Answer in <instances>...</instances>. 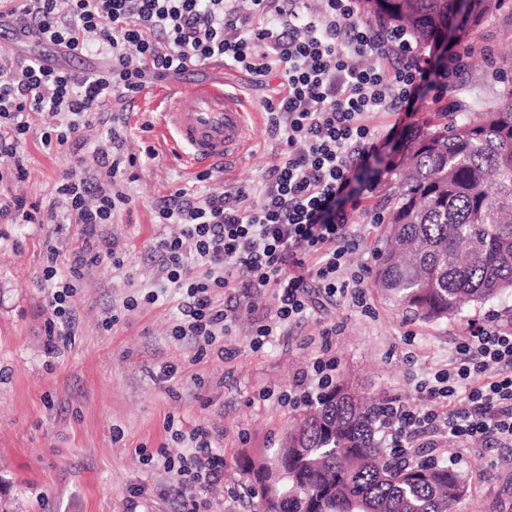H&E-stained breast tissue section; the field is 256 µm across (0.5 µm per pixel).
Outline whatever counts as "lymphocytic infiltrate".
Returning a JSON list of instances; mask_svg holds the SVG:
<instances>
[{"label":"lymphocytic infiltrate","mask_w":512,"mask_h":512,"mask_svg":"<svg viewBox=\"0 0 512 512\" xmlns=\"http://www.w3.org/2000/svg\"><path fill=\"white\" fill-rule=\"evenodd\" d=\"M29 0L0 10L16 25L64 54L82 56L97 42L110 67L77 75L40 60L15 63L0 54V157L10 158L15 178L27 173L22 144L29 116L58 120L44 132L47 150L80 153L96 117L108 115L106 137L96 144V175L66 174L48 204L16 198L0 202V218L14 224H60L74 218L85 235L72 252L67 275H59L60 251L46 249L43 279L50 284L52 318L47 350L67 348L75 325V280L87 264L112 256L101 225L129 211L121 184L137 157L127 150L131 131L108 114L113 101L133 103L152 81L223 61L263 83L276 76L274 99L266 100L269 124L280 138L273 163L256 189L213 186L212 172L196 176V190L176 189L157 207L161 223L177 224L180 236L156 242L167 280L181 295L173 333L198 349L231 335L228 292L257 302L266 290L277 298L275 321L255 320L251 333L264 338L304 317L313 296L363 301L367 269L350 270L347 257L358 239L354 216L375 187L356 173L380 153L373 112H406L420 90L444 92L465 70L470 49L446 65H423L406 31L364 20L358 0ZM280 18L268 24L269 15ZM379 52L380 65L359 62ZM260 205H252V193ZM458 358L433 383L417 387L418 405L395 403L384 435L413 447L425 436L461 445L479 439L512 447V374L485 380L489 366L512 367V327L488 324L458 343ZM190 455L165 471L178 475L180 490L206 489L224 474V457L212 449V433L198 425L184 434Z\"/></svg>","instance_id":"lymphocytic-infiltrate-1"}]
</instances>
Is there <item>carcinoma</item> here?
Returning a JSON list of instances; mask_svg holds the SVG:
<instances>
[{
    "label": "carcinoma",
    "instance_id": "cac0c4a2",
    "mask_svg": "<svg viewBox=\"0 0 512 512\" xmlns=\"http://www.w3.org/2000/svg\"><path fill=\"white\" fill-rule=\"evenodd\" d=\"M512 0H360L368 16L408 31L439 55ZM391 195L378 284L424 320L466 302L512 294V78L498 97L474 98L411 139ZM387 404L350 394L338 377L321 387L270 461L240 463L262 512H455L469 489L456 465L390 448Z\"/></svg>",
    "mask_w": 512,
    "mask_h": 512
}]
</instances>
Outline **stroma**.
<instances>
[{
    "label": "stroma",
    "instance_id": "obj_1",
    "mask_svg": "<svg viewBox=\"0 0 512 512\" xmlns=\"http://www.w3.org/2000/svg\"><path fill=\"white\" fill-rule=\"evenodd\" d=\"M471 46L469 64L443 99L444 106L480 95L495 99L501 84L497 65L512 60V15H490L462 40ZM221 81L239 88L255 111H262L270 88L252 85L241 71L212 63L154 81L137 108L116 102L135 132L129 152L139 161L129 169L124 188L135 200L130 212L102 233L113 240L121 267L104 261L84 269L76 281V325L71 345L59 356L46 352L48 288L42 280L46 243L67 251L77 246L76 224L0 222V512H255L239 461L244 455H272L284 440L297 405L283 394L301 385L314 391L319 377L315 358L332 364V375H350L361 391L385 400H413L418 381L451 367L455 346L468 324L512 322L503 304H471L456 317L425 321L397 305L367 278L365 304H317L297 324L278 329L263 346L251 343L255 319L275 315L273 294L258 307L239 306L233 333L223 344L232 354L218 358L206 349L190 364L189 340L174 336L179 293L169 288L156 241L179 234L176 224L160 223L155 208L173 191L191 187L155 132L141 131L152 121L151 103L166 100L188 79ZM55 118L35 117L26 136L28 175L8 177L10 159L0 157V198L46 201L56 182L77 164L92 166V150L81 156L50 152L41 143ZM158 156L144 158L145 147ZM278 138L259 119L243 161L225 171L228 187H254L275 158ZM395 179L384 176L363 200L357 220L366 240L349 255L352 265L377 269L388 213L386 193ZM156 302H147V295ZM200 424L217 438L224 475L203 493L175 495V473L154 462L158 451L172 458L190 444L175 439L173 427ZM433 456L458 461L469 477V494L459 512H512V447H489L480 458L464 455L448 441Z\"/></svg>",
    "mask_w": 512,
    "mask_h": 512
}]
</instances>
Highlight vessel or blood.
Wrapping results in <instances>:
<instances>
[{"mask_svg": "<svg viewBox=\"0 0 512 512\" xmlns=\"http://www.w3.org/2000/svg\"><path fill=\"white\" fill-rule=\"evenodd\" d=\"M158 122L192 172L240 158L254 136L244 95L222 86L193 84L174 92Z\"/></svg>", "mask_w": 512, "mask_h": 512, "instance_id": "1", "label": "vessel or blood"}]
</instances>
